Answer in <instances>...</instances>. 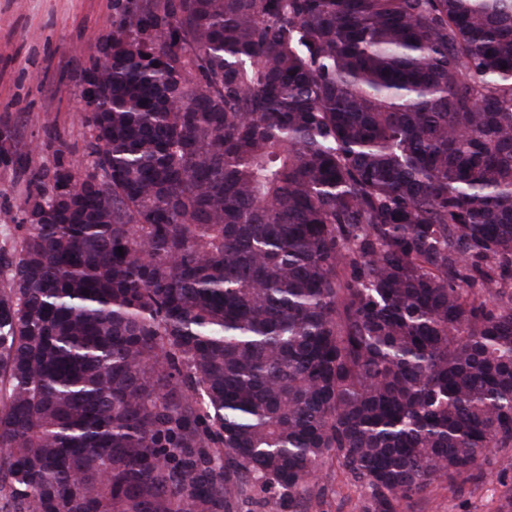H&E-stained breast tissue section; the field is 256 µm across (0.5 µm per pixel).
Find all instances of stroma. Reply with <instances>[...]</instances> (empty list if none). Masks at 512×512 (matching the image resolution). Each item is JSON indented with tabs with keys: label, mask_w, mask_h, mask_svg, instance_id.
I'll list each match as a JSON object with an SVG mask.
<instances>
[{
	"label": "stroma",
	"mask_w": 512,
	"mask_h": 512,
	"mask_svg": "<svg viewBox=\"0 0 512 512\" xmlns=\"http://www.w3.org/2000/svg\"><path fill=\"white\" fill-rule=\"evenodd\" d=\"M112 32V0H0V130L16 145L0 158V224H16L35 174L87 163L88 128L79 79ZM314 481L320 497L273 506L252 491L232 512H370L366 487L326 461ZM397 512H512V451L482 463L473 479L437 482Z\"/></svg>",
	"instance_id": "stroma-1"
}]
</instances>
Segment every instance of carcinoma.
I'll return each mask as SVG.
<instances>
[{
    "label": "carcinoma",
    "instance_id": "carcinoma-1",
    "mask_svg": "<svg viewBox=\"0 0 512 512\" xmlns=\"http://www.w3.org/2000/svg\"><path fill=\"white\" fill-rule=\"evenodd\" d=\"M85 170L0 248V512H397L512 448V0H112ZM323 491L294 504L295 512H368L371 511L369 490L338 469L336 461H326L312 479ZM232 512H289L288 501L284 507L279 505L275 508L267 495L260 491L254 490L250 492V497L235 503Z\"/></svg>",
    "mask_w": 512,
    "mask_h": 512
}]
</instances>
